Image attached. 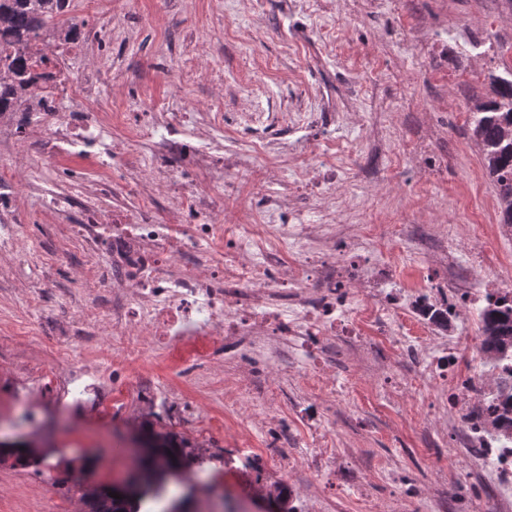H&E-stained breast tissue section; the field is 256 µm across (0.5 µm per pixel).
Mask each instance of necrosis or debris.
<instances>
[{
  "label": "necrosis or debris",
  "instance_id": "1",
  "mask_svg": "<svg viewBox=\"0 0 512 512\" xmlns=\"http://www.w3.org/2000/svg\"><path fill=\"white\" fill-rule=\"evenodd\" d=\"M40 91L49 100L85 103L73 112L29 113L13 133L24 139L36 128L42 135L28 158L31 176L71 156L98 163L96 184L109 207H83L68 230L89 253L103 249L111 258L101 275L112 290L115 345L140 342L141 356L179 369L236 365L237 392L226 404L245 426L256 405L275 404L284 382L302 386L288 433L306 435L309 446L302 457L266 462L293 486L306 473H344L352 455L337 447L323 417L328 401L379 405L376 394L336 385L329 352L337 337H347L375 370L397 372L392 397L420 390L439 397L433 429L455 455L477 462L488 512H512V440L492 427L512 406V355L493 360L482 350L484 309L512 302V258L493 245L512 237L511 225L225 224L212 198L187 181L177 190L178 214L161 220L142 180L129 182L126 194L113 191V164L133 167L147 148L157 157L159 183L177 166L221 172L223 113H148L129 129L121 152L120 123L96 109L91 82L63 75ZM128 194L138 197L137 209L126 207ZM184 211L194 223H180ZM409 251L429 263L392 287L395 256Z\"/></svg>",
  "mask_w": 512,
  "mask_h": 512
}]
</instances>
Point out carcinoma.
<instances>
[{
	"mask_svg": "<svg viewBox=\"0 0 512 512\" xmlns=\"http://www.w3.org/2000/svg\"><path fill=\"white\" fill-rule=\"evenodd\" d=\"M69 0H0V114L42 112L45 98L39 82L54 77L50 71L33 70L31 55L37 42L71 44L80 37V26L68 17ZM493 97L474 104L472 136L479 144L484 166L493 179L501 202V223L512 225V68L504 74L489 73ZM512 347V307L503 304L486 313L483 349L504 353ZM138 432L152 448L142 458V490L132 498L115 499L111 488L100 486L85 493L88 512H141L146 497L161 493L162 482L178 479L195 459L189 442L156 423L144 420Z\"/></svg>",
	"mask_w": 512,
	"mask_h": 512,
	"instance_id": "cac0c4a2",
	"label": "carcinoma"
}]
</instances>
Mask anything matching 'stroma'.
Returning <instances> with one entry per match:
<instances>
[{
  "label": "stroma",
  "instance_id": "obj_1",
  "mask_svg": "<svg viewBox=\"0 0 512 512\" xmlns=\"http://www.w3.org/2000/svg\"><path fill=\"white\" fill-rule=\"evenodd\" d=\"M489 16L494 32H471L468 19ZM101 42L70 58L75 73L98 74L101 109L138 117L168 104L182 112L224 115V181L204 182L221 197L225 222L288 221L363 224L380 213L390 224H416L422 211L443 223H498L482 209L497 191L471 137L470 110L490 95L487 76L512 66V0H110L101 16ZM342 151L339 191L324 198L315 187L324 149ZM86 160L62 163L61 173L22 187L18 219L0 232V433L30 444L32 465H0V512H85L79 476L95 484L123 482L127 458L112 452L114 430L134 431L142 415L172 427L168 390L181 388L204 406L200 425H232L224 391L200 370L184 378L158 363L149 383L114 371L96 345L61 347L55 328L70 311L105 312L107 287L80 281L89 255L62 224L42 211L54 191L93 202L84 182ZM80 366L57 391L58 405L34 412L20 402L42 388L40 374L59 356ZM337 384L354 378L383 391L384 378L337 341ZM109 382L116 398L136 397L134 412L83 414L82 403ZM418 423L434 412L421 401ZM337 438L356 450L352 474L329 485L304 484L292 499L309 512L320 498L327 512H372L394 500L396 512H433L430 494L441 474L461 476L447 444L424 447L418 423L404 406L386 402L378 413L332 405ZM179 434L199 446L213 484L243 502L254 500L250 478L268 448L260 425L246 442L221 435ZM419 494L398 497L399 482Z\"/></svg>",
  "mask_w": 512,
  "mask_h": 512
}]
</instances>
